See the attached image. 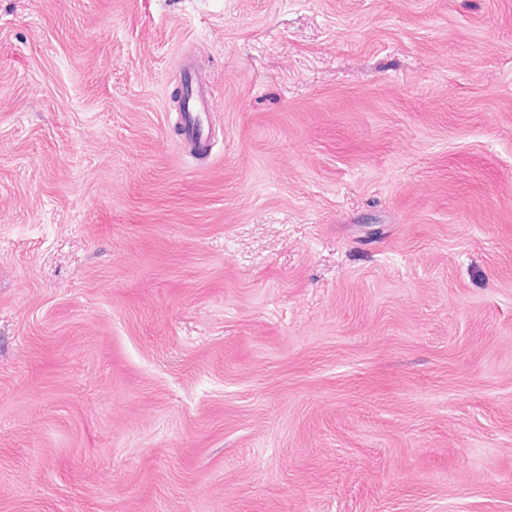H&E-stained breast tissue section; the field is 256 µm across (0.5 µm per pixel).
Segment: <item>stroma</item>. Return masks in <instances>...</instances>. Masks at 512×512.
I'll return each instance as SVG.
<instances>
[{
	"instance_id": "1",
	"label": "stroma",
	"mask_w": 512,
	"mask_h": 512,
	"mask_svg": "<svg viewBox=\"0 0 512 512\" xmlns=\"http://www.w3.org/2000/svg\"><path fill=\"white\" fill-rule=\"evenodd\" d=\"M0 512H512V0H0ZM177 77L181 86L189 87L181 112L185 137L183 149L189 155L207 152L210 147V115L215 110L207 91L210 77L198 69L191 55L183 56Z\"/></svg>"
}]
</instances>
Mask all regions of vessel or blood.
Returning a JSON list of instances; mask_svg holds the SVG:
<instances>
[{"label": "vessel or blood", "instance_id": "b4317fda", "mask_svg": "<svg viewBox=\"0 0 512 512\" xmlns=\"http://www.w3.org/2000/svg\"><path fill=\"white\" fill-rule=\"evenodd\" d=\"M178 80L187 86L189 93L182 103L181 123L184 128L185 153L193 155L208 151L210 147V115L215 105L207 88L210 83L208 75L202 73L192 56H183Z\"/></svg>", "mask_w": 512, "mask_h": 512}]
</instances>
